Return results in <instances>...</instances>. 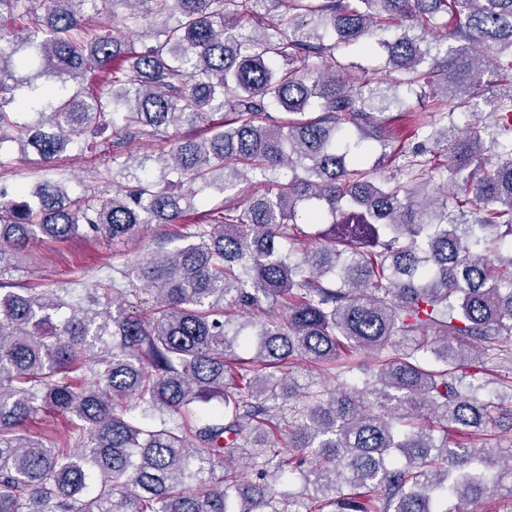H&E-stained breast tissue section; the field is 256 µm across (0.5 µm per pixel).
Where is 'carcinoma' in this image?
Here are the masks:
<instances>
[{"label": "carcinoma", "mask_w": 512, "mask_h": 512, "mask_svg": "<svg viewBox=\"0 0 512 512\" xmlns=\"http://www.w3.org/2000/svg\"><path fill=\"white\" fill-rule=\"evenodd\" d=\"M100 2L0 0V146L51 165L119 136L110 193L0 186V273L40 236L174 229L79 294L0 280V512H473L493 485L512 496V448L448 441L497 423L469 343L512 341V85L493 122H455L512 72V0H112L130 12L110 33ZM269 3L276 17L242 31ZM354 45L388 86L336 57ZM426 94L416 130L443 158L421 149L382 176L384 157L351 151ZM170 133L169 151L117 161L125 140ZM212 187L224 202L197 212ZM233 314L249 333L228 337ZM361 351L377 370L350 387ZM301 364L338 383L297 385ZM44 410L64 435L21 433ZM296 473L315 495L282 507L269 480Z\"/></svg>", "instance_id": "obj_1"}]
</instances>
